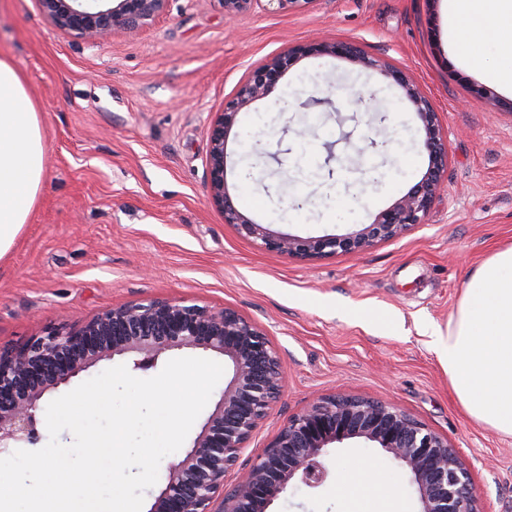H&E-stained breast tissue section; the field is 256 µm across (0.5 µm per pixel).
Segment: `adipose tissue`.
<instances>
[{
  "label": "adipose tissue",
  "mask_w": 512,
  "mask_h": 512,
  "mask_svg": "<svg viewBox=\"0 0 512 512\" xmlns=\"http://www.w3.org/2000/svg\"><path fill=\"white\" fill-rule=\"evenodd\" d=\"M444 31L463 61L512 92V65L486 69L470 44L491 34L512 56V0H442ZM43 134L24 80L0 57V257L12 248L45 178ZM432 346L467 413L512 436V246L500 249L469 278L446 327Z\"/></svg>",
  "instance_id": "1"
}]
</instances>
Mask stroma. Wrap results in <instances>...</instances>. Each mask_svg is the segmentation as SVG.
I'll list each match as a JSON object with an SVG mask.
<instances>
[{
	"mask_svg": "<svg viewBox=\"0 0 512 512\" xmlns=\"http://www.w3.org/2000/svg\"><path fill=\"white\" fill-rule=\"evenodd\" d=\"M442 0H313L225 16L169 0L150 25L91 43L38 0H0V54L26 81L47 173L0 258V345L153 298L229 307L267 330L286 389L227 482L288 418L327 394L403 409L453 445L481 512H512V437L462 408L431 345L474 270L512 245V94L481 82L444 34ZM351 40L406 71L448 131V169L423 224L368 250L298 260L258 249L208 200L210 126L249 70L288 46ZM307 137H297L300 128ZM424 131L403 91L359 63L300 59L226 137L227 191L247 217L301 237L372 223L423 176ZM307 198L302 209L293 197ZM332 485L290 483L266 512H419L405 469L377 448L329 450ZM372 497L347 498L353 463Z\"/></svg>",
	"mask_w": 512,
	"mask_h": 512,
	"instance_id": "1",
	"label": "stroma"
}]
</instances>
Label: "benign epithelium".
Instances as JSON below:
<instances>
[{
  "label": "benign epithelium",
  "instance_id": "1",
  "mask_svg": "<svg viewBox=\"0 0 512 512\" xmlns=\"http://www.w3.org/2000/svg\"><path fill=\"white\" fill-rule=\"evenodd\" d=\"M39 2L58 29L97 42L116 31L143 28L164 11L168 0ZM218 2L225 15L236 16L256 6L289 13L312 0ZM321 55L355 60L403 89L423 125L428 167L399 202L359 230L322 237L281 234L234 205L225 184V139L244 106L273 94L301 58ZM447 169V133L430 99L404 71L347 40L297 44L254 68L218 113L209 133V202L224 214V223L261 250L299 259L358 253L376 242L400 238L423 223ZM184 349L224 357L232 366V376L191 446L168 464L163 487L148 512H263L294 479L310 489L328 484L333 469L327 448L351 439L381 449L408 470L419 495V512H481L468 469L448 440L397 406L350 395L322 396L288 418L248 474L226 485L228 471L283 392L285 375L267 334L255 323L228 307L183 300L150 299L113 308L82 325L50 328L19 346L0 347V454L36 447L42 440L38 410L44 395L93 364L132 355L134 367L142 369L154 365L163 353ZM218 498L220 508L215 510L212 505Z\"/></svg>",
  "mask_w": 512,
  "mask_h": 512
}]
</instances>
